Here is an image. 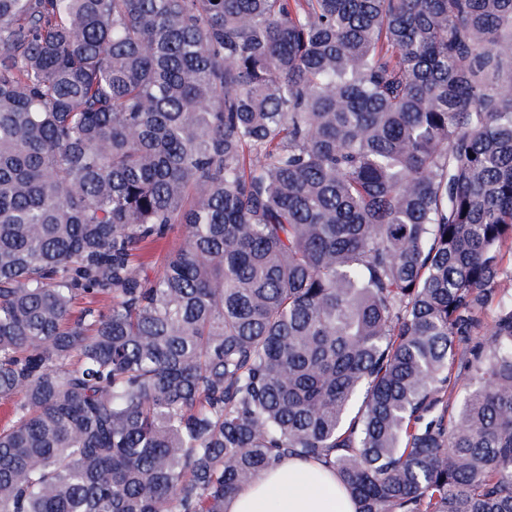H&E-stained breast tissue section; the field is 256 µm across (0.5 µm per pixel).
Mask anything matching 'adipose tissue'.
Wrapping results in <instances>:
<instances>
[{
    "label": "adipose tissue",
    "instance_id": "ef3b65f1",
    "mask_svg": "<svg viewBox=\"0 0 512 512\" xmlns=\"http://www.w3.org/2000/svg\"><path fill=\"white\" fill-rule=\"evenodd\" d=\"M226 512H355L335 475L317 462L282 459L228 500Z\"/></svg>",
    "mask_w": 512,
    "mask_h": 512
}]
</instances>
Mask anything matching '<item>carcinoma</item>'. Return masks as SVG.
I'll return each mask as SVG.
<instances>
[{"label": "carcinoma", "mask_w": 512, "mask_h": 512, "mask_svg": "<svg viewBox=\"0 0 512 512\" xmlns=\"http://www.w3.org/2000/svg\"><path fill=\"white\" fill-rule=\"evenodd\" d=\"M507 254L512 0H0V512H512ZM226 512H355L336 475L319 462L282 459L228 500Z\"/></svg>", "instance_id": "obj_1"}]
</instances>
